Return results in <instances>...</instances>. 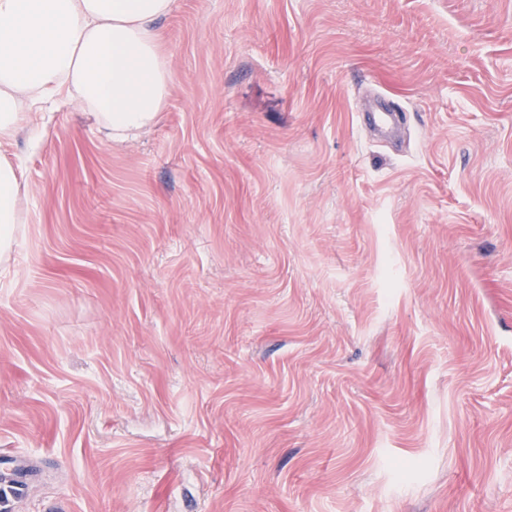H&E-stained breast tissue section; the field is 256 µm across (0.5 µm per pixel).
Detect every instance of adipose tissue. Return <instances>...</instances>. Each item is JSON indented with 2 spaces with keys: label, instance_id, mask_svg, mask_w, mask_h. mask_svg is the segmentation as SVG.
<instances>
[{
  "label": "adipose tissue",
  "instance_id": "ef3b65f1",
  "mask_svg": "<svg viewBox=\"0 0 512 512\" xmlns=\"http://www.w3.org/2000/svg\"><path fill=\"white\" fill-rule=\"evenodd\" d=\"M174 0H0V145L32 121L30 108L77 99L109 137L150 125L170 90L160 20ZM26 195L0 161V261Z\"/></svg>",
  "mask_w": 512,
  "mask_h": 512
}]
</instances>
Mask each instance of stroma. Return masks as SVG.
Instances as JSON below:
<instances>
[{"mask_svg":"<svg viewBox=\"0 0 512 512\" xmlns=\"http://www.w3.org/2000/svg\"><path fill=\"white\" fill-rule=\"evenodd\" d=\"M161 26L154 125L58 103L4 150L8 512H512V0ZM363 116L366 124L377 129L383 136L390 137L398 130L403 114L386 101L380 112L363 113ZM26 195L21 176L11 163L0 161V261L8 260Z\"/></svg>","mask_w":512,"mask_h":512,"instance_id":"1","label":"stroma"}]
</instances>
